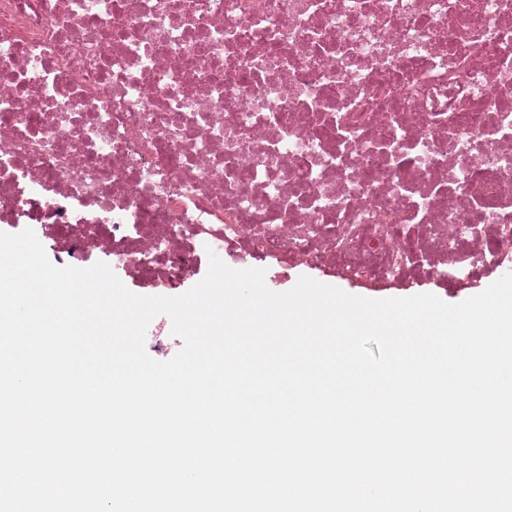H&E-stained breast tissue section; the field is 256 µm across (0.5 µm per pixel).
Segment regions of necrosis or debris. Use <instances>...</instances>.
Wrapping results in <instances>:
<instances>
[{
  "label": "necrosis or debris",
  "mask_w": 512,
  "mask_h": 512,
  "mask_svg": "<svg viewBox=\"0 0 512 512\" xmlns=\"http://www.w3.org/2000/svg\"><path fill=\"white\" fill-rule=\"evenodd\" d=\"M0 224L179 292L512 265V0H0Z\"/></svg>",
  "instance_id": "4bbe7bcc"
}]
</instances>
